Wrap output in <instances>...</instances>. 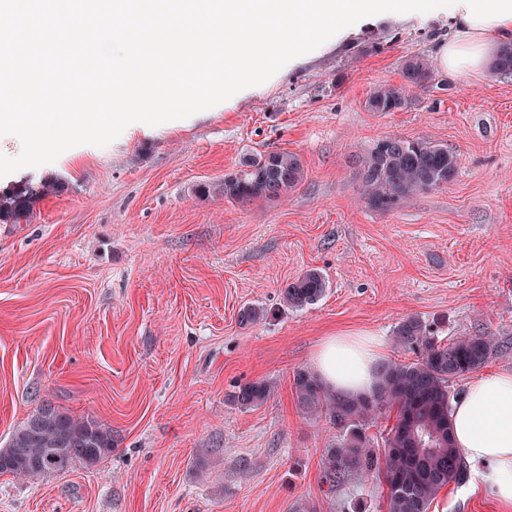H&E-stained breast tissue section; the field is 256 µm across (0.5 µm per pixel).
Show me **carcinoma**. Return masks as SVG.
I'll list each match as a JSON object with an SVG mask.
<instances>
[{"label": "carcinoma", "mask_w": 512, "mask_h": 512, "mask_svg": "<svg viewBox=\"0 0 512 512\" xmlns=\"http://www.w3.org/2000/svg\"><path fill=\"white\" fill-rule=\"evenodd\" d=\"M499 73H512V44L503 46L493 63ZM404 84L380 86L367 97L369 112H395L407 103V91L424 90L433 78V66L422 55L405 60ZM459 157L440 145L388 136L361 159L359 179L365 203L379 212L393 210L406 197L450 182ZM304 179L300 158L288 152H264L245 160L224 174V181L204 186L228 201L248 203L279 199L295 190ZM49 189L28 185L0 192V223L17 224L30 216L32 205ZM327 289L317 269H309L282 292L285 306L303 309L320 300ZM395 342L416 355L411 363L379 364L378 382L366 396L341 397L327 391L306 369L293 377L298 407L345 429L344 438L324 454V478L335 487L354 476L372 478L385 485L386 512H429L446 486L465 485L470 467L456 447L450 410L455 393L450 382L480 370L493 355L491 336H460L445 343L420 319L403 318L395 329ZM271 386L254 381L238 387L231 400L242 408L262 405ZM394 413V423L384 437V454L372 448L364 432L369 419ZM112 430L106 425L45 404L12 432L0 448V474L20 480L45 479L71 471L80 464L95 466L112 453Z\"/></svg>", "instance_id": "carcinoma-1"}]
</instances>
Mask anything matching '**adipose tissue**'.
I'll list each match as a JSON object with an SVG mask.
<instances>
[{
	"label": "adipose tissue",
	"mask_w": 512,
	"mask_h": 512,
	"mask_svg": "<svg viewBox=\"0 0 512 512\" xmlns=\"http://www.w3.org/2000/svg\"><path fill=\"white\" fill-rule=\"evenodd\" d=\"M466 7L456 9L452 32L439 43L435 61L451 75L485 74L499 48L512 43V18L502 22H467ZM383 355L380 337L336 334L318 345L312 366L324 387L345 397L370 394ZM454 441L476 475L501 503L512 504V372L471 381L451 411Z\"/></svg>",
	"instance_id": "ef3b65f1"
}]
</instances>
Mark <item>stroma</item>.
Returning <instances> with one entry per match:
<instances>
[{
    "label": "stroma",
    "instance_id": "35a3bbf8",
    "mask_svg": "<svg viewBox=\"0 0 512 512\" xmlns=\"http://www.w3.org/2000/svg\"><path fill=\"white\" fill-rule=\"evenodd\" d=\"M447 18L389 20L288 71L233 110L189 126L79 145L0 177L56 184L27 220L0 223V446L42 404L112 430L111 454L47 480L0 474V512H385L377 482L328 490L323 455L343 431L303 413L293 376L327 336L366 332L411 362L394 331L414 316L441 338L490 335L485 372L512 371V74L449 78L395 112H370L405 60L433 57ZM398 135L447 146L446 185L391 212L362 199L358 157ZM299 156L278 200L199 188L262 152ZM320 270L301 310L282 291ZM247 306L267 315L241 324ZM263 380L259 407L231 403ZM208 460L207 479L192 464ZM429 512H512L488 490L442 489ZM326 289L327 283L323 274L317 269H310L283 289V303L288 308L303 309L320 300Z\"/></svg>",
    "mask_w": 512,
    "mask_h": 512
}]
</instances>
